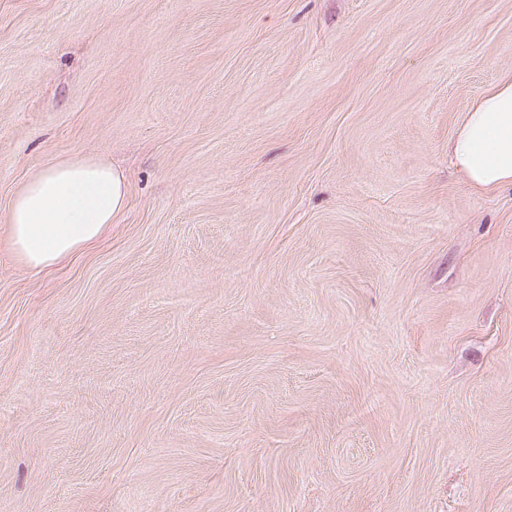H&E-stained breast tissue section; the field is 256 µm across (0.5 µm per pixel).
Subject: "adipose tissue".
<instances>
[{
    "label": "adipose tissue",
    "instance_id": "1",
    "mask_svg": "<svg viewBox=\"0 0 512 512\" xmlns=\"http://www.w3.org/2000/svg\"><path fill=\"white\" fill-rule=\"evenodd\" d=\"M477 189L512 184V78L466 112L448 146ZM127 203L123 173L96 160L49 164L10 200L11 247L30 269H46L99 238Z\"/></svg>",
    "mask_w": 512,
    "mask_h": 512
}]
</instances>
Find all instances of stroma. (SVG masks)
Instances as JSON below:
<instances>
[{
    "label": "stroma",
    "mask_w": 512,
    "mask_h": 512,
    "mask_svg": "<svg viewBox=\"0 0 512 512\" xmlns=\"http://www.w3.org/2000/svg\"><path fill=\"white\" fill-rule=\"evenodd\" d=\"M512 0H0V512H512V186L448 158ZM125 211L44 272L60 160ZM124 174L96 160L49 164L10 200L11 247L30 269H46L99 238L125 209Z\"/></svg>",
    "instance_id": "1"
}]
</instances>
